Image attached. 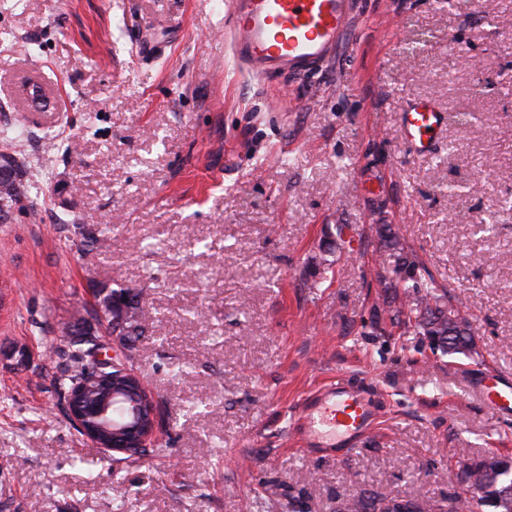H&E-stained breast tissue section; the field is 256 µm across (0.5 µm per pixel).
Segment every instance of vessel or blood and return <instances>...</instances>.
I'll list each match as a JSON object with an SVG mask.
<instances>
[{
  "label": "vessel or blood",
  "mask_w": 512,
  "mask_h": 512,
  "mask_svg": "<svg viewBox=\"0 0 512 512\" xmlns=\"http://www.w3.org/2000/svg\"><path fill=\"white\" fill-rule=\"evenodd\" d=\"M356 8L357 0H226L224 35L233 58L253 76L302 79L335 58ZM445 121L431 102L413 100L401 114L406 144L429 153ZM475 391L494 412L512 411V378H482ZM374 420L364 390L336 381L304 402L295 427L305 447L328 450L356 444Z\"/></svg>",
  "instance_id": "obj_1"
}]
</instances>
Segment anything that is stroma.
<instances>
[{
	"mask_svg": "<svg viewBox=\"0 0 512 512\" xmlns=\"http://www.w3.org/2000/svg\"><path fill=\"white\" fill-rule=\"evenodd\" d=\"M223 34L224 0H0V128L29 167L0 222V512H336L512 455V414L472 392L512 372V0H362L300 84L240 74ZM417 96L447 116L426 155L399 121ZM403 256L463 300L479 358L383 311ZM121 287L152 308L121 354L162 447L131 460L57 386L69 324L111 345L93 311ZM339 377L377 427L300 447L299 405Z\"/></svg>",
	"mask_w": 512,
	"mask_h": 512,
	"instance_id": "35a3bbf8",
	"label": "stroma"
}]
</instances>
